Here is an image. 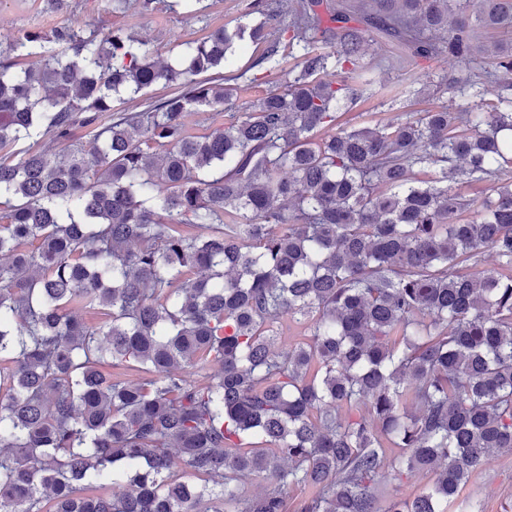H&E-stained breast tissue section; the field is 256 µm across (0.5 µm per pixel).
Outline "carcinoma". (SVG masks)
<instances>
[{"label":"carcinoma","instance_id":"cac0c4a2","mask_svg":"<svg viewBox=\"0 0 512 512\" xmlns=\"http://www.w3.org/2000/svg\"><path fill=\"white\" fill-rule=\"evenodd\" d=\"M482 2L247 0L253 25L161 60L119 29L0 48V512H288L295 487L297 512H377L386 470L435 473L386 512H448L512 451V42L484 49L497 93L448 81L456 112L346 117L430 79L376 77L369 39L467 67L512 29ZM245 40L288 81L237 112ZM190 107L224 126L189 132ZM48 133L59 159L16 149ZM160 86L144 90L135 100H129L126 96H115L112 100L114 112H138L143 109L144 103L157 99L163 94Z\"/></svg>","mask_w":512,"mask_h":512}]
</instances>
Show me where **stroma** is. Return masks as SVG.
Here are the masks:
<instances>
[{
	"label": "stroma",
	"instance_id": "obj_1",
	"mask_svg": "<svg viewBox=\"0 0 512 512\" xmlns=\"http://www.w3.org/2000/svg\"><path fill=\"white\" fill-rule=\"evenodd\" d=\"M196 17L183 11L141 12L127 0H70L63 12H51L45 0H0V38L24 31L47 32L67 26L84 33L120 29L145 40L152 54L168 57L182 42L200 36L202 26L236 25L243 19V0H201ZM449 512H512V452L495 455L472 475Z\"/></svg>",
	"mask_w": 512,
	"mask_h": 512
}]
</instances>
